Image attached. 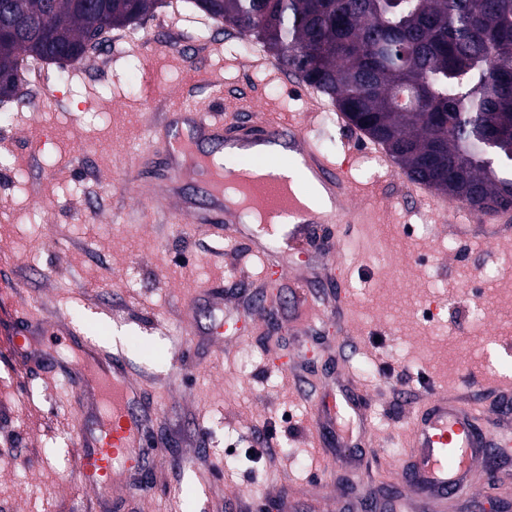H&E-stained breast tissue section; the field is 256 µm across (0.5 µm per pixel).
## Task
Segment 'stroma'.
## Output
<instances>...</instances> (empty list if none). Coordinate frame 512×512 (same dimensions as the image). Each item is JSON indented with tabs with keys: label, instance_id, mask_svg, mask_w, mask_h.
<instances>
[{
	"label": "stroma",
	"instance_id": "35a3bbf8",
	"mask_svg": "<svg viewBox=\"0 0 512 512\" xmlns=\"http://www.w3.org/2000/svg\"><path fill=\"white\" fill-rule=\"evenodd\" d=\"M207 22L167 0L140 23L164 45L153 59L116 29L111 57L48 64L66 76L54 110L0 103V512H360L364 490L396 491L429 393L481 401L512 379V228L403 205L406 175L368 166L374 144L347 123L320 115L307 143L373 190L374 223L323 225L275 257L251 227L236 241L154 197L165 94L227 123L245 102L283 123L309 108L299 77L243 55L230 27L201 38ZM17 297L53 330L121 348L143 381L165 446L128 486L80 482L74 430L100 419L16 356ZM345 392L362 417L312 435L313 412Z\"/></svg>",
	"mask_w": 512,
	"mask_h": 512
}]
</instances>
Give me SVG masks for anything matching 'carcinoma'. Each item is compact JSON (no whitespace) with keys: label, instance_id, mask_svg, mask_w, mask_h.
<instances>
[{"label":"carcinoma","instance_id":"carcinoma-1","mask_svg":"<svg viewBox=\"0 0 512 512\" xmlns=\"http://www.w3.org/2000/svg\"><path fill=\"white\" fill-rule=\"evenodd\" d=\"M161 0H0V102L24 61L74 63ZM273 53L412 179L483 218L512 209V0H193Z\"/></svg>","mask_w":512,"mask_h":512}]
</instances>
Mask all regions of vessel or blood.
<instances>
[{"label":"vessel or blood","instance_id":"b4317fda","mask_svg":"<svg viewBox=\"0 0 512 512\" xmlns=\"http://www.w3.org/2000/svg\"><path fill=\"white\" fill-rule=\"evenodd\" d=\"M168 110L188 120L191 130L185 137L171 138L162 129H155L159 151L170 169L187 168L199 177L212 201V212L204 218L208 224L233 223L234 214L223 203L221 184L238 181L239 172L233 168L212 172L206 157L196 152V140H212L226 146L276 144L303 138L306 130L305 124L285 125L255 113L250 106L245 109L243 123L235 127L224 126L222 121L210 118L181 99L171 100ZM302 155L310 164V174L331 199V209L302 212L292 188L265 179L244 186L239 193L241 200L247 201L254 212L272 210L286 214L289 221L301 227L295 238L299 244L307 241L311 226L317 224L372 223L376 213L373 203H353L355 187L343 169L311 148H304ZM16 312L19 330L15 351L25 361L39 363L30 343L33 336L43 332L44 323L29 307L17 306ZM56 369L73 387L70 405L74 410L92 404L107 418L104 437L81 430L74 436V445L84 483L94 488L110 487L119 478L115 465L123 454L132 453L140 458L148 454L144 442L151 416L141 407V385L130 375L121 355L88 341L82 342L77 357L59 362ZM487 422V413L463 398L445 392L431 393L425 408L416 410L409 420L410 456L396 468V512H447L455 497L473 490L474 476L488 448H496L502 455L512 452V434L491 435Z\"/></svg>","mask_w":512,"mask_h":512}]
</instances>
